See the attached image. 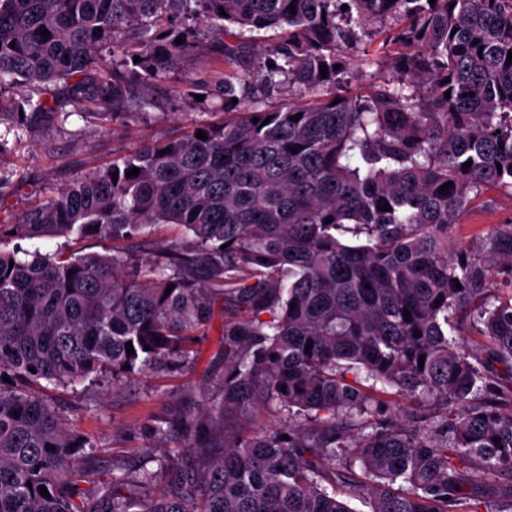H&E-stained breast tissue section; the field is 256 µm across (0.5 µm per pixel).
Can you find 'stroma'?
I'll return each instance as SVG.
<instances>
[{"instance_id": "stroma-1", "label": "stroma", "mask_w": 512, "mask_h": 512, "mask_svg": "<svg viewBox=\"0 0 512 512\" xmlns=\"http://www.w3.org/2000/svg\"><path fill=\"white\" fill-rule=\"evenodd\" d=\"M216 55L214 41H206L180 60L169 80L148 88L131 85V95H149L156 105L115 127L86 122L72 112L61 114L53 131L21 132L17 155L0 157V173L22 179L23 185L0 204V217L20 219L34 202L55 195L57 189L84 177L97 165L217 118L224 102L207 96L205 89ZM509 228L512 195L491 189L463 218L457 238L475 244L491 230ZM219 341L218 329H211L196 363L151 372L117 388L100 389L85 399L74 397L67 417L93 441L98 460L97 467L85 474L87 486L108 480L114 461L146 464L162 455L149 428L157 419L197 409L202 393L212 388V372L224 368Z\"/></svg>"}]
</instances>
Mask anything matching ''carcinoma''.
<instances>
[{"label": "carcinoma", "mask_w": 512, "mask_h": 512, "mask_svg": "<svg viewBox=\"0 0 512 512\" xmlns=\"http://www.w3.org/2000/svg\"><path fill=\"white\" fill-rule=\"evenodd\" d=\"M387 21L362 63L391 77L348 92L347 49ZM232 27L282 30L256 80L312 100L232 103L246 53L224 41ZM208 30L217 120L0 224V245L112 239L110 254L0 249V512H354L346 496L480 512V488L512 512V289L485 288L512 282V229L455 239L488 189L512 195V0H0V88L14 90L0 155L68 101L90 123L127 116L128 80L167 79ZM158 228L180 234L148 252ZM465 310L480 359L448 338ZM218 316L213 392L149 429L181 442L154 469L117 463L79 487L94 444L46 392L188 364Z\"/></svg>", "instance_id": "obj_1"}]
</instances>
